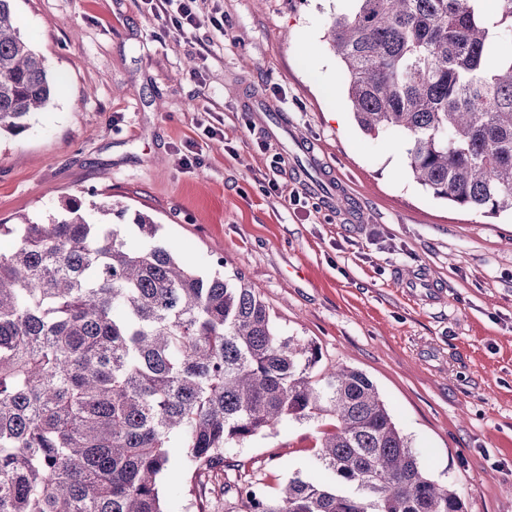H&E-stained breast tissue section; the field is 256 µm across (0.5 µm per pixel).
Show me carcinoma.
Wrapping results in <instances>:
<instances>
[{
	"label": "carcinoma",
	"instance_id": "obj_1",
	"mask_svg": "<svg viewBox=\"0 0 512 512\" xmlns=\"http://www.w3.org/2000/svg\"><path fill=\"white\" fill-rule=\"evenodd\" d=\"M0 0V133L20 134L54 92ZM348 0L328 38L360 129L405 145L436 199L512 213V0ZM111 210L69 198L46 223L0 224V512H168L160 480L179 448L197 512L224 475V445L288 421L319 422V481L269 495L222 482L243 512H464L420 465L373 382L313 371L239 275L181 262L147 213L137 245Z\"/></svg>",
	"mask_w": 512,
	"mask_h": 512
}]
</instances>
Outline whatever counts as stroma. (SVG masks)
<instances>
[{"mask_svg":"<svg viewBox=\"0 0 512 512\" xmlns=\"http://www.w3.org/2000/svg\"><path fill=\"white\" fill-rule=\"evenodd\" d=\"M344 4L196 0L201 25L181 31L144 0H13L55 91L26 131L0 135V222H46L68 198L150 213L189 266L242 274L318 368L364 372L464 512H512V216L433 199L394 134L357 126L327 39ZM257 98L286 130L260 127ZM319 429L287 421L224 459L270 493L319 479ZM161 492L169 512H196L182 458Z\"/></svg>","mask_w":512,"mask_h":512,"instance_id":"stroma-1","label":"stroma"}]
</instances>
